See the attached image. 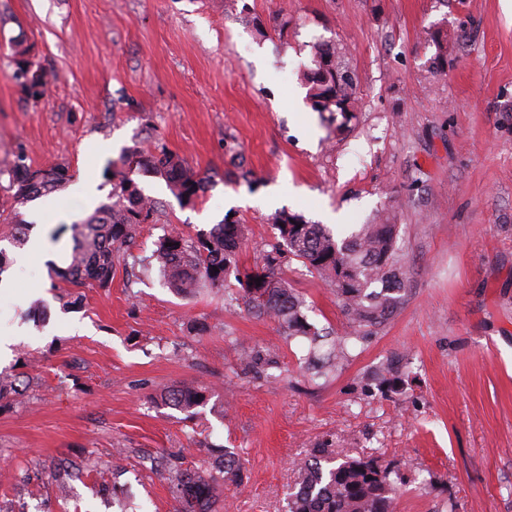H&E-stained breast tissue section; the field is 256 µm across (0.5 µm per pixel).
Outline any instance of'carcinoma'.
Here are the masks:
<instances>
[{
	"instance_id": "cac0c4a2",
	"label": "carcinoma",
	"mask_w": 512,
	"mask_h": 512,
	"mask_svg": "<svg viewBox=\"0 0 512 512\" xmlns=\"http://www.w3.org/2000/svg\"><path fill=\"white\" fill-rule=\"evenodd\" d=\"M436 46L433 73L443 71L448 56V39L443 29L429 33ZM343 48L334 42L315 47V67L304 73L308 98L317 112L356 111L358 93L354 74L338 59ZM14 78L23 90L37 98L42 95L47 74L31 56V47L18 44ZM123 164L163 178L183 205H193L213 182V175L201 173L170 152L133 151ZM9 189L16 205L51 194L70 181L68 167L60 164L34 167L21 155L11 164ZM112 202L98 206L73 224L72 246L66 267L56 270L65 282L80 288L95 284L101 288L112 281L114 257L130 246L137 227L153 220L156 204L128 177L112 184ZM282 245L273 247L260 264L244 271L239 252L245 226L235 220L200 230L190 243L182 232L167 233L159 242L156 258L165 284L178 294L191 295L201 288L224 289V281L235 274L250 309L280 321L290 334L317 341L303 302L288 283L277 275L282 251L328 276L336 286L338 300L350 319L355 334L388 322L399 304L403 287L402 255L397 247L394 213L383 209L371 224H364L341 241L322 224H310L286 210L274 217ZM261 279L255 283V279ZM163 405L186 416L206 402L205 392L194 385H179L163 396ZM301 490L288 497V512H396L398 484L390 471L371 458H351L326 445L313 448L297 464ZM171 493L178 512H212L227 483L241 480V466L233 453L221 449L208 467L185 466L179 458L166 460Z\"/></svg>"
}]
</instances>
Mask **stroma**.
<instances>
[{"label":"stroma","instance_id":"obj_1","mask_svg":"<svg viewBox=\"0 0 512 512\" xmlns=\"http://www.w3.org/2000/svg\"><path fill=\"white\" fill-rule=\"evenodd\" d=\"M448 34L433 74L428 33ZM48 73L42 96L13 78L15 45ZM332 41L356 76L357 112L314 111L303 74ZM166 149L218 181L184 206L159 177L130 170L153 222L115 259L107 287L70 286L68 190L21 206L44 242L21 264L9 235L8 166L17 155L68 166L112 191L123 151ZM256 175L238 176L236 157ZM392 206L405 258L401 303L351 337L335 287L292 256L279 277L330 342L337 370L308 367L310 343L256 316L235 276L183 298L164 287L155 244L225 215L245 224L240 265L280 240V210L345 237ZM0 248L16 291L0 332L16 334L0 373V512H176L161 462L200 463L227 447L243 467L218 512H285L296 465L326 442L402 478L397 512H512V0H0ZM259 353L265 365L245 356ZM209 390L194 418L166 389Z\"/></svg>","mask_w":512,"mask_h":512}]
</instances>
